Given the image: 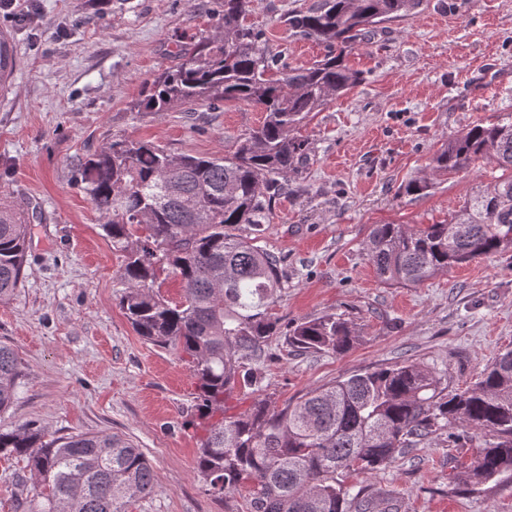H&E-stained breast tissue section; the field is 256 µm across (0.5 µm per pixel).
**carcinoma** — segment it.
Masks as SVG:
<instances>
[{
  "instance_id": "1",
  "label": "carcinoma",
  "mask_w": 512,
  "mask_h": 512,
  "mask_svg": "<svg viewBox=\"0 0 512 512\" xmlns=\"http://www.w3.org/2000/svg\"><path fill=\"white\" fill-rule=\"evenodd\" d=\"M253 0H222L213 31L174 53L136 104L140 112L234 101L264 112L262 123L222 157L173 156L151 141L105 144L80 163L82 189L105 219L102 230L124 252L120 307L144 340L180 350L197 383L200 418L209 421L196 470L213 496L253 481L249 512H373L372 497L350 494L345 477L377 473L395 453L444 427L456 442L484 434L474 461L457 474L471 490L512 478V349L472 385L449 394L428 369L409 362L350 375L279 409L266 400L224 415V396L260 389L252 368L277 335L269 304L282 287L278 256L238 233L269 223L282 179L310 152L299 135L309 114L350 90L359 73L348 52L379 24L419 13L423 0H320L288 16L296 33L327 48L308 67L268 55L248 21ZM479 159L512 171V113L448 139L432 157L434 172ZM29 213L0 207V301L24 278ZM512 248V174L475 192L441 224H375L367 256L385 282L415 286L452 267ZM180 278V301L155 290L163 273ZM355 328L340 314L297 324L288 344L306 353L342 354ZM20 369L0 342V410L14 402ZM459 431L453 432L451 428ZM0 455L25 462L48 492L35 512H127L154 490L156 474L127 438L78 434L47 440L30 425L0 432Z\"/></svg>"
}]
</instances>
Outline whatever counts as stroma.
<instances>
[{
    "mask_svg": "<svg viewBox=\"0 0 512 512\" xmlns=\"http://www.w3.org/2000/svg\"><path fill=\"white\" fill-rule=\"evenodd\" d=\"M218 2L24 0L25 20L0 13L17 57L0 89V204L35 216L26 275L0 302V342L15 349L22 372L0 430L30 424L50 439L126 436L157 474L152 494L128 512H247L245 491L217 499L204 490L190 365L126 320L117 284L123 254L76 183L79 163L114 140L220 156L262 122L259 109L235 102L214 111L134 108L177 44L210 30ZM314 2L253 4L250 23L290 66L325 53L287 21ZM347 63L362 79L307 118L301 133L312 153L289 173L258 244L285 271L272 305L281 330L339 313L357 335L342 355H298L274 338L255 367L262 395L279 405L401 362L464 387L512 348V248L413 287L382 281L365 250L373 225L441 223L501 176L486 159L437 175L430 162L448 138L512 112V0H425L419 14L377 25ZM422 179L426 192H407ZM482 443L477 432L457 445L441 435L348 484L372 492L376 512L390 497L404 512H512V482L463 491L452 480ZM32 494L23 461L0 457V512H31Z\"/></svg>",
    "mask_w": 512,
    "mask_h": 512,
    "instance_id": "1",
    "label": "stroma"
}]
</instances>
